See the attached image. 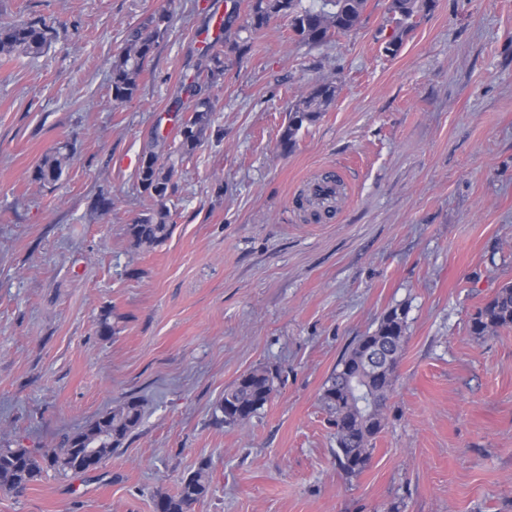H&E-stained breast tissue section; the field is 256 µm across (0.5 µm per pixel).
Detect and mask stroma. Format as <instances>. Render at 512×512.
Returning a JSON list of instances; mask_svg holds the SVG:
<instances>
[{"mask_svg":"<svg viewBox=\"0 0 512 512\" xmlns=\"http://www.w3.org/2000/svg\"><path fill=\"white\" fill-rule=\"evenodd\" d=\"M246 3L0 0V24L54 29L43 54L0 60V446L53 448L128 398L143 405L97 472L0 490V512H154L203 464L211 489L190 512H512V328L469 329L512 282V0H436L393 56L388 0L323 46L272 21L182 153L183 76L210 16ZM165 10L136 97L114 104L126 30ZM328 76L335 100L283 148L291 106ZM157 133L176 161L173 229L145 251L129 227L155 207L136 162ZM63 144L60 180L34 181ZM330 165L346 188L320 223L293 199ZM398 306L386 426L348 478L320 394ZM255 367L277 373L275 394L225 424V388Z\"/></svg>","mask_w":512,"mask_h":512,"instance_id":"stroma-1","label":"stroma"}]
</instances>
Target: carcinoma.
<instances>
[{"label":"carcinoma","instance_id":"1","mask_svg":"<svg viewBox=\"0 0 512 512\" xmlns=\"http://www.w3.org/2000/svg\"><path fill=\"white\" fill-rule=\"evenodd\" d=\"M368 0H321L320 5L305 6L302 0H248L245 21L239 30L249 33L245 39L231 34L234 21L224 20L221 34L208 47L204 62L196 68L184 89L192 98L188 115L178 129L181 149L194 152L202 143L213 112L208 92L222 87L224 71L239 64L252 50V36L264 30L276 18L288 21L294 36L309 46H321L339 35L355 30L362 22ZM434 0H389L386 25L391 35L385 51L397 52L408 32L410 19L432 10ZM170 24V16L159 13L142 27L129 30L121 50L111 66L112 101L123 104L138 92V79L151 62L158 39ZM52 40V31L44 23L0 25V55H39ZM334 82H321L303 95L289 112L288 127L281 143L291 148L306 123L315 121L335 99ZM73 158L66 145L46 155L34 168V180L53 184L60 179ZM174 166L169 163L164 144L155 141L143 153L137 178L143 192L155 200L158 209L130 225L134 244L146 251L164 242L172 232L169 212L164 206ZM406 309L388 310L377 327L359 337L342 355L328 378L321 402L336 438V462L349 477L361 474L369 465L374 441L385 426L387 402L394 391L395 378L387 369L374 364V357L401 354L407 341ZM470 332L486 336L501 328L512 327V283L497 289L494 296L478 307L470 319ZM276 375L264 367L253 368L224 389L219 408L224 423L250 421L273 397ZM143 415L142 405L129 398L101 415L78 432L67 436L58 448H0V489L20 492L48 470L62 476L84 475V449L99 446V461H104L136 429ZM211 487L208 469L201 466L184 477L175 493L156 496L155 512H190L193 504L205 498Z\"/></svg>","mask_w":512,"mask_h":512}]
</instances>
